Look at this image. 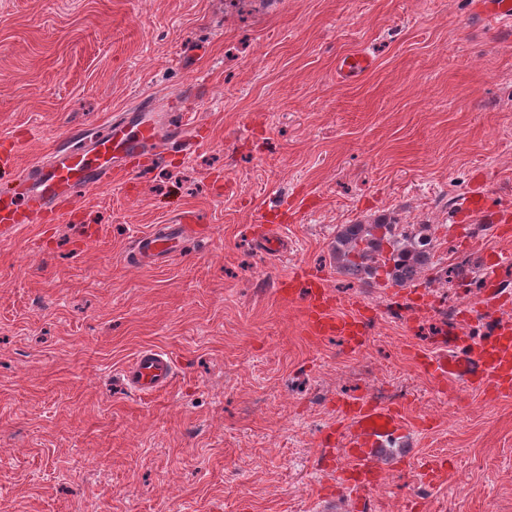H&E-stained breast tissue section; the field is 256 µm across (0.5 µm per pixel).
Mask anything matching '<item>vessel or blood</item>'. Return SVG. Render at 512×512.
<instances>
[{"label":"vessel or blood","mask_w":512,"mask_h":512,"mask_svg":"<svg viewBox=\"0 0 512 512\" xmlns=\"http://www.w3.org/2000/svg\"><path fill=\"white\" fill-rule=\"evenodd\" d=\"M371 65L368 57L354 55L342 61L339 78L355 81ZM151 100L142 99L131 111L112 121L108 131L95 140H85L71 131L63 143L50 154L47 163L24 169L19 178L20 195L25 208H18L14 195L0 194V234L15 231L23 224L34 223L38 216L57 214L61 199L93 191L100 185L121 178L122 158L136 155L148 143L173 139L175 131L161 124L143 122L154 111ZM457 216L469 218L500 229L504 215L490 203L489 193L481 187L467 192L458 204ZM187 227L184 222L157 225L140 237L129 254L135 263L169 259L180 251ZM479 295L466 307L467 312L482 318V338L464 339L458 327H449L443 337L442 351L427 358L428 371L437 378L459 380L470 387L494 396L512 395V328L503 325L499 312L512 307V293L501 289L496 267H487ZM285 301L298 303L307 335L364 336L368 329L356 315L339 316L326 279L319 274L293 273L279 282ZM127 384L135 392L150 395L166 390L173 377V360L165 351L141 350L125 370ZM349 423L339 434V445L348 459L347 465L332 473L336 483L352 485L356 491L357 512H368L372 493L383 480L378 453L387 445L406 443L410 423L390 406L362 401L352 408Z\"/></svg>","instance_id":"b4317fda"}]
</instances>
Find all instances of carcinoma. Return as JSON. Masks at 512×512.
Segmentation results:
<instances>
[{
  "label": "carcinoma",
  "mask_w": 512,
  "mask_h": 512,
  "mask_svg": "<svg viewBox=\"0 0 512 512\" xmlns=\"http://www.w3.org/2000/svg\"><path fill=\"white\" fill-rule=\"evenodd\" d=\"M330 252L340 274L360 281L382 274L401 288L436 267L430 225L401 224L387 214L337 226Z\"/></svg>",
  "instance_id": "1"
}]
</instances>
